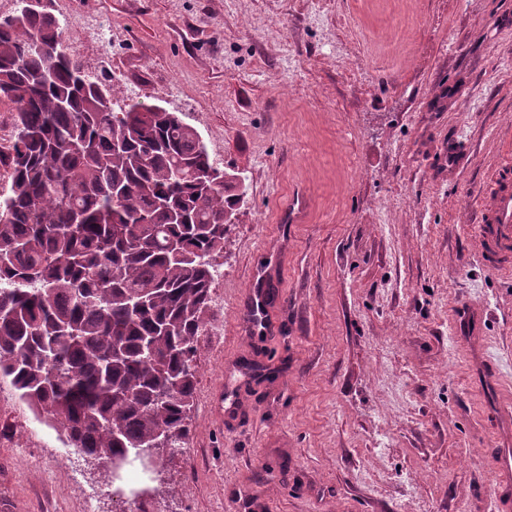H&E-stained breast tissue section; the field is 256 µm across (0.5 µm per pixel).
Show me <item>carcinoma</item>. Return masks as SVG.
<instances>
[{
    "instance_id": "carcinoma-1",
    "label": "carcinoma",
    "mask_w": 512,
    "mask_h": 512,
    "mask_svg": "<svg viewBox=\"0 0 512 512\" xmlns=\"http://www.w3.org/2000/svg\"><path fill=\"white\" fill-rule=\"evenodd\" d=\"M2 101L0 377L108 472L161 430L164 462L186 444L214 256L243 193L173 113L114 111L49 14L0 19Z\"/></svg>"
}]
</instances>
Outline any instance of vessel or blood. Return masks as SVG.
Listing matches in <instances>:
<instances>
[{
	"mask_svg": "<svg viewBox=\"0 0 512 512\" xmlns=\"http://www.w3.org/2000/svg\"><path fill=\"white\" fill-rule=\"evenodd\" d=\"M485 200L478 234L487 266L496 271L512 270V163L497 168L482 188ZM306 200L302 195L290 194L281 206L288 223H304ZM496 466L500 486L497 490L499 512H512V454L500 453Z\"/></svg>",
	"mask_w": 512,
	"mask_h": 512,
	"instance_id": "1",
	"label": "vessel or blood"
}]
</instances>
